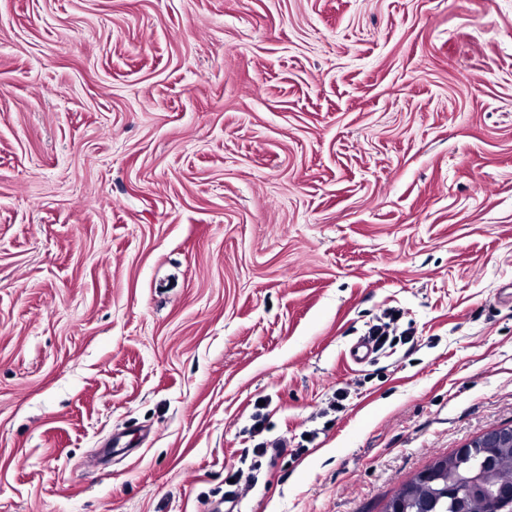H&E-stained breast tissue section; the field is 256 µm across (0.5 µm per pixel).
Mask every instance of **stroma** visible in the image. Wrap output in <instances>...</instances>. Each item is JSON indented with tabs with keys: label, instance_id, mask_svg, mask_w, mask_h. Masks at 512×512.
<instances>
[{
	"label": "stroma",
	"instance_id": "stroma-1",
	"mask_svg": "<svg viewBox=\"0 0 512 512\" xmlns=\"http://www.w3.org/2000/svg\"><path fill=\"white\" fill-rule=\"evenodd\" d=\"M510 424L512 0H0V512L260 439L237 512H381Z\"/></svg>",
	"mask_w": 512,
	"mask_h": 512
}]
</instances>
